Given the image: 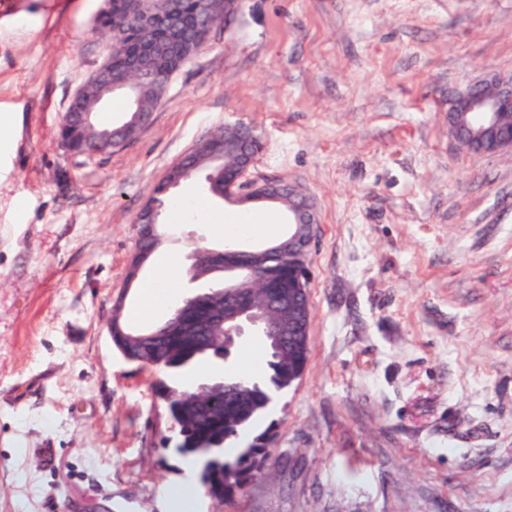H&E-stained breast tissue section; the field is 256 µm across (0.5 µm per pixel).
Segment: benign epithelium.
<instances>
[{"instance_id":"obj_1","label":"benign epithelium","mask_w":512,"mask_h":512,"mask_svg":"<svg viewBox=\"0 0 512 512\" xmlns=\"http://www.w3.org/2000/svg\"><path fill=\"white\" fill-rule=\"evenodd\" d=\"M129 3L130 17L142 31L140 42V64L136 72L126 78H114L110 71L109 60L102 64L74 94L68 111L74 112L86 130L93 126L92 116L96 108L115 92H122L132 104L129 118L125 122L129 128L127 139H132L150 118L157 102V75L150 61L177 56L187 62L198 50V46L184 38L169 41H157L151 32L162 22L175 28L179 24L178 0H126ZM512 114V77L497 73H488L482 79L466 84L448 100V126L458 146L471 153L495 154L512 150V136L504 138L500 130L504 126L503 115ZM256 154L245 155L233 180L228 185V193L247 203L273 202L274 192L280 184L274 182L250 183L245 177L253 165ZM288 194L297 201L288 214V238L279 243H265L259 247L242 250L244 265L233 271L245 274L243 282L237 287L251 288L255 284L273 285V275L267 269L268 258L278 254L286 260H300L299 280L310 279V246L316 224L314 206L311 200L296 188L288 187ZM135 223L149 224L158 229L156 203L142 206L136 213ZM151 250L139 247L129 265L127 286H132L140 271L147 263ZM193 265L206 262L213 267H224V254L197 247L192 251ZM211 302L222 311V326L230 337H240L251 331L262 333V325L269 324L270 335L281 340H289L302 335L301 325L293 315L294 304L284 301L276 306V315L267 322L263 309L253 303L232 295L225 299L217 294L193 295L185 299L171 312L163 327L178 325L182 322L187 309L199 304Z\"/></svg>"}]
</instances>
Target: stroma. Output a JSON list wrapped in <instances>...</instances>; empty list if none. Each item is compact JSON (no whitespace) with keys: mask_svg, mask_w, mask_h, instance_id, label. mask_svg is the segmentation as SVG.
Returning a JSON list of instances; mask_svg holds the SVG:
<instances>
[{"mask_svg":"<svg viewBox=\"0 0 512 512\" xmlns=\"http://www.w3.org/2000/svg\"><path fill=\"white\" fill-rule=\"evenodd\" d=\"M102 0H0V512H512V153L472 154L448 96L512 74V0H241L171 78L137 135L86 158L61 147L75 91L102 63ZM253 128L250 180L296 187L317 214L302 376L246 439L259 477L225 504L187 473L155 370L112 345L137 210L219 128ZM160 210L180 258L171 303L197 291L193 247L226 223L288 229L275 203L209 197L203 175ZM259 337L196 381L241 368ZM55 449L50 466L40 451Z\"/></svg>","mask_w":512,"mask_h":512,"instance_id":"35a3bbf8","label":"stroma"}]
</instances>
